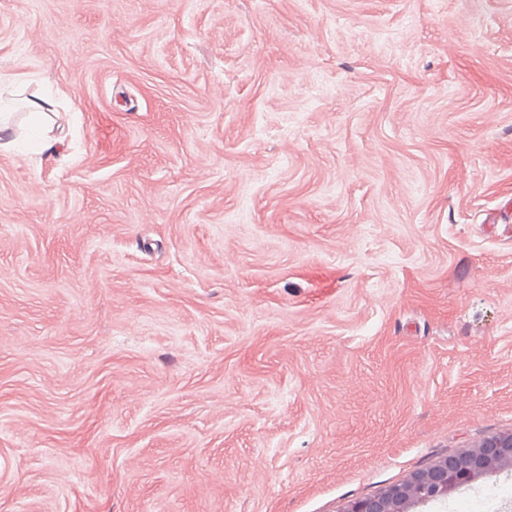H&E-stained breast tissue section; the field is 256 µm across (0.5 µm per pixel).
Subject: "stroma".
<instances>
[{
    "label": "stroma",
    "mask_w": 512,
    "mask_h": 512,
    "mask_svg": "<svg viewBox=\"0 0 512 512\" xmlns=\"http://www.w3.org/2000/svg\"><path fill=\"white\" fill-rule=\"evenodd\" d=\"M0 116V512H342L512 431V0H0Z\"/></svg>",
    "instance_id": "obj_1"
}]
</instances>
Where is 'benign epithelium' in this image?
<instances>
[{
	"instance_id": "7a95c632",
	"label": "benign epithelium",
	"mask_w": 512,
	"mask_h": 512,
	"mask_svg": "<svg viewBox=\"0 0 512 512\" xmlns=\"http://www.w3.org/2000/svg\"><path fill=\"white\" fill-rule=\"evenodd\" d=\"M505 465L512 467V432L494 435L473 450L440 459L377 495L351 501L343 512H409L412 506L442 501L449 490Z\"/></svg>"
}]
</instances>
